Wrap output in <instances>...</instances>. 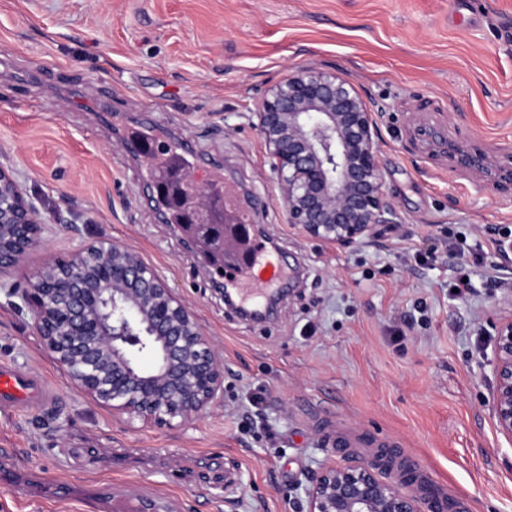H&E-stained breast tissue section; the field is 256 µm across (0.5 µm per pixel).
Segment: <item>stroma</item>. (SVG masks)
Wrapping results in <instances>:
<instances>
[{
    "instance_id": "35a3bbf8",
    "label": "stroma",
    "mask_w": 512,
    "mask_h": 512,
    "mask_svg": "<svg viewBox=\"0 0 512 512\" xmlns=\"http://www.w3.org/2000/svg\"><path fill=\"white\" fill-rule=\"evenodd\" d=\"M313 67L349 79L380 130L396 218L338 248L288 222L257 130L270 87ZM158 137L218 159L258 201L271 262L299 273L262 322L227 315L219 275L157 206L124 144ZM487 168L455 161L474 146ZM0 165L40 209L42 246L0 274V363L45 376L64 406L0 416V512H299L298 484L347 433L419 459L467 512H512V440L491 410L495 335L512 319V0H0ZM479 253L448 284V236ZM106 240L138 251L224 361V399L180 428L133 426L77 390L15 288Z\"/></svg>"
}]
</instances>
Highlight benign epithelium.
I'll return each instance as SVG.
<instances>
[{
    "instance_id": "1",
    "label": "benign epithelium",
    "mask_w": 512,
    "mask_h": 512,
    "mask_svg": "<svg viewBox=\"0 0 512 512\" xmlns=\"http://www.w3.org/2000/svg\"><path fill=\"white\" fill-rule=\"evenodd\" d=\"M257 129L275 160L288 223L337 247L371 241L396 208L383 189L377 125L357 88L335 72L301 68L268 92ZM196 213L212 208L193 181ZM0 273L38 246L45 225L11 170L0 165ZM214 248L224 226L198 224ZM43 346L94 403L133 424L193 423L224 395V364L186 303L138 253L100 240L46 262L21 295ZM491 408L512 439V320L499 324ZM150 363H142V356ZM379 458L323 463L306 478V512H425L421 498L382 476Z\"/></svg>"
}]
</instances>
